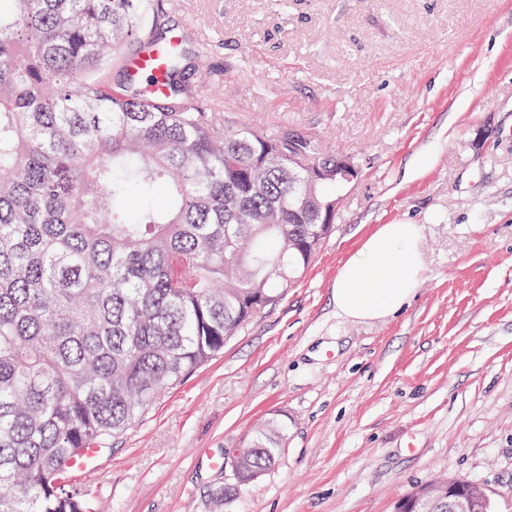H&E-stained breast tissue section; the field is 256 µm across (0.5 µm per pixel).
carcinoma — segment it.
I'll use <instances>...</instances> for the list:
<instances>
[{"label":"carcinoma","mask_w":512,"mask_h":512,"mask_svg":"<svg viewBox=\"0 0 512 512\" xmlns=\"http://www.w3.org/2000/svg\"><path fill=\"white\" fill-rule=\"evenodd\" d=\"M159 0H0V512H93L65 481L298 281L347 180L316 138L219 128L122 65ZM316 157L325 177L312 179ZM267 425L241 478L275 463ZM448 482L418 487L448 512Z\"/></svg>","instance_id":"obj_1"}]
</instances>
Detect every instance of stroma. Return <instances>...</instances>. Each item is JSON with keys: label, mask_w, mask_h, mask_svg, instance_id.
Wrapping results in <instances>:
<instances>
[{"label": "stroma", "mask_w": 512, "mask_h": 512, "mask_svg": "<svg viewBox=\"0 0 512 512\" xmlns=\"http://www.w3.org/2000/svg\"><path fill=\"white\" fill-rule=\"evenodd\" d=\"M217 124L291 128L360 175L308 269L95 467L112 512H395L464 479L512 512V0H162ZM423 227L397 315L339 314V267L384 224ZM281 427L269 470L215 466Z\"/></svg>", "instance_id": "1"}]
</instances>
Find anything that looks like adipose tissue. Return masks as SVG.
<instances>
[{
    "instance_id": "ef3b65f1",
    "label": "adipose tissue",
    "mask_w": 512,
    "mask_h": 512,
    "mask_svg": "<svg viewBox=\"0 0 512 512\" xmlns=\"http://www.w3.org/2000/svg\"><path fill=\"white\" fill-rule=\"evenodd\" d=\"M422 228L386 224L363 243L337 272L333 301L338 313L381 319L399 312L423 273Z\"/></svg>"
}]
</instances>
